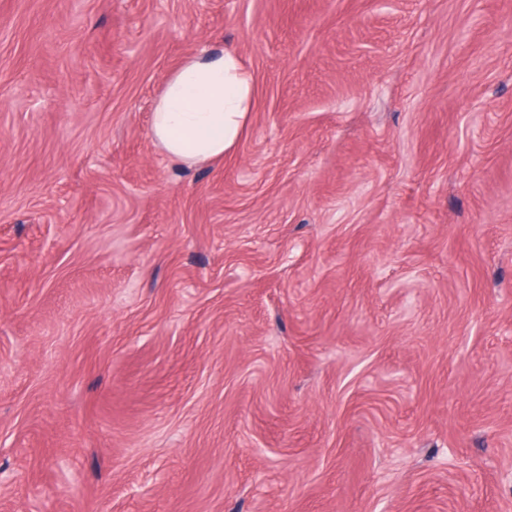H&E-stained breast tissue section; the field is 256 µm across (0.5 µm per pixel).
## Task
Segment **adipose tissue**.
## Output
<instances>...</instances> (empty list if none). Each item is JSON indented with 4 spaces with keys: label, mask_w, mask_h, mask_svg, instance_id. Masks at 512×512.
<instances>
[{
    "label": "adipose tissue",
    "mask_w": 512,
    "mask_h": 512,
    "mask_svg": "<svg viewBox=\"0 0 512 512\" xmlns=\"http://www.w3.org/2000/svg\"><path fill=\"white\" fill-rule=\"evenodd\" d=\"M253 90L236 50L189 57L165 81L152 113V137L181 165L223 158L246 126Z\"/></svg>",
    "instance_id": "obj_1"
}]
</instances>
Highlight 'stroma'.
<instances>
[{"instance_id":"35a3bbf8","label":"stroma","mask_w":512,"mask_h":512,"mask_svg":"<svg viewBox=\"0 0 512 512\" xmlns=\"http://www.w3.org/2000/svg\"><path fill=\"white\" fill-rule=\"evenodd\" d=\"M0 512H512V0H0ZM253 90V76L236 50L189 57L165 81L152 113V137L180 165L223 158L246 126Z\"/></svg>"}]
</instances>
